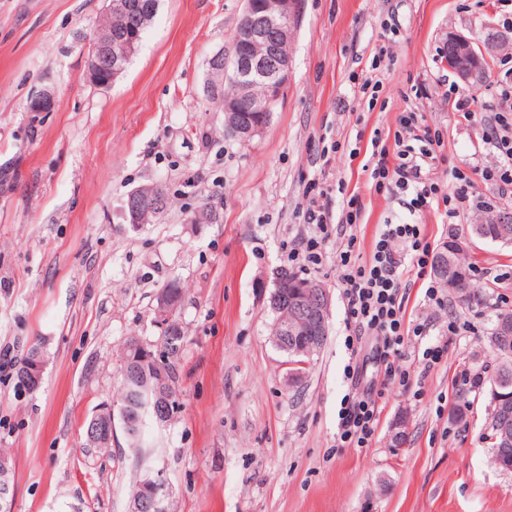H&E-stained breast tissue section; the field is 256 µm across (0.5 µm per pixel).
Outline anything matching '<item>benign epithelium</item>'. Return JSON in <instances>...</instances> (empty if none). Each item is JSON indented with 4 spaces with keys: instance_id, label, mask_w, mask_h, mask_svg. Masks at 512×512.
Returning a JSON list of instances; mask_svg holds the SVG:
<instances>
[{
    "instance_id": "7a95c632",
    "label": "benign epithelium",
    "mask_w": 512,
    "mask_h": 512,
    "mask_svg": "<svg viewBox=\"0 0 512 512\" xmlns=\"http://www.w3.org/2000/svg\"><path fill=\"white\" fill-rule=\"evenodd\" d=\"M300 0H246L244 13L237 26L235 43L239 53L228 60L224 52L216 53L210 60L212 71L233 67L238 85V95L223 100L225 130L244 140L260 134L269 124L270 106L278 101L287 83L289 60L281 58L279 47L288 44L296 27ZM153 7L144 0H108L104 16L107 23L99 25L91 40L86 61L85 79L90 84L107 89L123 71L124 62L137 49L141 28L152 16ZM276 31L271 40L267 29ZM496 42L476 46L463 35H450L445 42L442 56L448 71L467 86L482 82L481 59L493 50ZM54 106L53 94L43 90L32 95L28 111L49 112ZM256 112L252 119L244 116V108ZM161 185L139 187L125 203V218L130 227H143L142 215L146 210H158ZM175 302L167 289L156 295L155 322L161 336L172 334L170 322L164 320L166 311ZM330 295L326 288L310 281L298 286L288 302V320L281 325L280 343L292 346L298 353L312 355L328 335ZM167 374L161 367L153 371V385L145 398L142 409L134 414L123 413L120 419L125 430L133 431L150 416L156 421L166 419L169 398L166 391ZM115 412L105 404L91 416L85 430L88 447L112 441ZM8 469L0 466V512H13L14 493L7 478ZM144 483L153 490L148 499L134 500L129 512H166L168 491L162 474L153 469L144 472Z\"/></svg>"
}]
</instances>
